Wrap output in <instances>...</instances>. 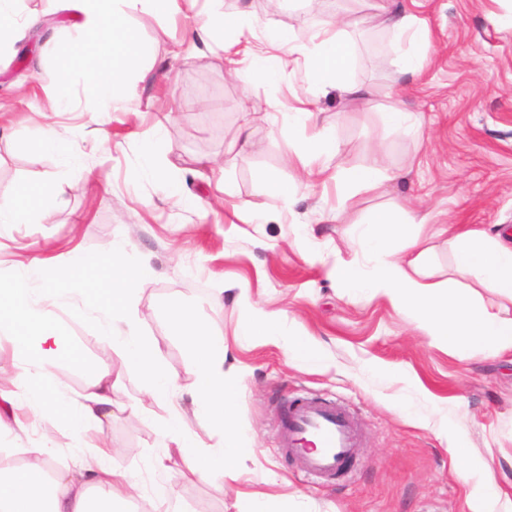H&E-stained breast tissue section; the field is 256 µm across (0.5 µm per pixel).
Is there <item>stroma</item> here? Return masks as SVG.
Masks as SVG:
<instances>
[{
  "instance_id": "stroma-1",
  "label": "stroma",
  "mask_w": 512,
  "mask_h": 512,
  "mask_svg": "<svg viewBox=\"0 0 512 512\" xmlns=\"http://www.w3.org/2000/svg\"><path fill=\"white\" fill-rule=\"evenodd\" d=\"M385 0H223L228 12L247 11L257 28L240 45L242 56L269 51L261 25L271 24L304 41L320 16H337L352 49L348 77L372 92L362 110L337 91L310 88L303 62L285 69L279 92L258 85L244 92L223 50L198 37L183 15H133L151 50L148 79L135 82L123 109L93 111L76 87L75 111L53 114L49 98L57 45L77 37L63 0H22L21 15L55 17L56 44L0 52V202L25 181H56L61 204L46 221L0 229V282L17 262L58 258L77 265L113 238L148 259L153 277L138 295L139 328L155 345L183 392L188 429L209 440L208 416L189 396L188 352L175 335L174 305L196 308L201 323L227 349L225 374L239 396L228 417L253 439L235 477L216 483L189 470L179 456L164 457L158 426L166 405L149 401L139 373L123 372L106 357L98 334L106 316L75 300L61 314V332L80 360L54 368L64 394L80 403L89 366L109 367L112 407L95 438L116 449L115 462L143 484L168 486L170 512H242L259 494L288 503L289 512H468L467 487L450 453L494 469L501 494L512 497V353L480 354L462 361L450 346L434 343L412 314L365 293L340 296L328 268L351 261L354 224L370 211L410 202L438 224H472L512 230V0H400L413 4L431 31L430 59L416 76L393 63L395 38L372 20ZM308 100L318 128L335 132L334 163L354 168L382 151L392 174L384 194L360 193L337 215L336 186L316 182L285 214L256 174L297 179L288 162L287 135L271 115ZM399 104L424 116L420 137L397 134L386 109ZM254 147L240 151L242 125ZM53 126L83 155L86 167L65 169L35 149L44 126ZM159 135L164 171L178 177L190 202L177 204L153 178L134 179L143 139ZM259 209L261 225L236 221L242 205ZM308 226L329 241L322 260L310 261L297 239ZM269 309L284 311L297 335L313 337L323 368L289 363L282 349L260 338L236 336L243 316L239 289ZM335 400L355 419L361 448L348 475L311 481L296 474L277 446L276 425L290 397ZM19 428L0 433V458L24 465L28 449L46 446L49 466L74 470L80 459L70 431L46 411L20 412ZM164 466L152 469L156 458Z\"/></svg>"
}]
</instances>
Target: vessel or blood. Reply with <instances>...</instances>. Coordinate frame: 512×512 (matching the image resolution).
I'll return each mask as SVG.
<instances>
[{
	"label": "vessel or blood",
	"mask_w": 512,
	"mask_h": 512,
	"mask_svg": "<svg viewBox=\"0 0 512 512\" xmlns=\"http://www.w3.org/2000/svg\"><path fill=\"white\" fill-rule=\"evenodd\" d=\"M279 446L300 472L330 478L344 471L361 446L355 420L326 400L296 398L279 425Z\"/></svg>",
	"instance_id": "vessel-or-blood-1"
}]
</instances>
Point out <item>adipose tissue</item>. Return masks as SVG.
I'll return each instance as SVG.
<instances>
[{
    "mask_svg": "<svg viewBox=\"0 0 512 512\" xmlns=\"http://www.w3.org/2000/svg\"><path fill=\"white\" fill-rule=\"evenodd\" d=\"M183 0H69L81 17L80 35L71 40L56 58V79L51 91L55 111H68L74 102V79L92 89L97 111L109 112L127 101L132 93L131 77H146L150 51L136 25L129 21L138 6L156 15L172 16L182 11ZM197 34L220 38L225 52H232L251 21L247 15L229 16L219 8L193 16ZM380 25L393 31L398 40L408 41L409 50L397 51L393 64L398 73L418 75L429 56L428 26L406 9L383 10ZM269 36L287 46L289 53L302 57L311 84L338 91L361 107H370L371 91L348 79L351 47L338 23L323 22L310 38L295 43L293 37L276 28ZM285 58L255 57L247 64L231 60L230 65L244 87L261 83L276 88ZM293 164L309 175L335 181L340 204H347L359 192H382L386 176L382 154L374 152L367 164L332 170L331 159L338 151L333 133L320 130L313 136L290 140ZM59 204L54 182L20 184L13 197L0 203V228L26 224L31 218L50 219ZM430 216L419 209L401 205L371 212L358 228L357 244L364 263L336 265L330 275L343 290L367 292L386 299L401 312L412 313L419 328L433 340L455 350L460 358L481 353L498 356L512 351V235L492 234L467 224L440 227L451 234L458 271L471 275L485 288L495 289L501 298L498 309L478 301L475 293L459 287L454 280L430 279V250L424 245L422 229ZM110 259V284L95 290L83 286L85 270L97 267L99 256L81 258L78 270L47 267L36 258L17 267L12 282L0 289V333L13 348L17 394L7 396L9 404L32 410H51L64 421L74 448H96V456L82 467V477L67 470H47L38 459L52 455L50 448H34L33 463L0 468V512H114L116 504L140 494L142 487L117 467L111 449L95 447L93 434L99 431L104 410L112 404V372L95 374L87 385L80 406H73L62 394L53 372L66 352L56 318L46 316V306L67 309L73 297L91 303L112 321L102 327L103 343L121 360L124 370L140 372L153 402L165 403L169 414L162 436L166 452L183 457L192 469L212 480L223 481L236 470L246 453L244 438L226 423L235 389L224 375L223 344L214 341L201 325L191 306H177L171 321L174 331L184 336L190 354L189 371L195 377L190 391L194 404L206 410L220 444L208 445L187 428L176 405L181 392L168 370L159 362L154 345L141 334L135 316V297L145 287L153 269L148 261L131 256L125 241L115 240L106 248ZM239 301L245 319L239 333L280 347L289 361L309 365L323 360L318 344L311 338L287 330L280 312L253 303L247 291Z\"/></svg>",
    "mask_w": 512,
    "mask_h": 512,
    "instance_id": "obj_1",
    "label": "adipose tissue"
}]
</instances>
